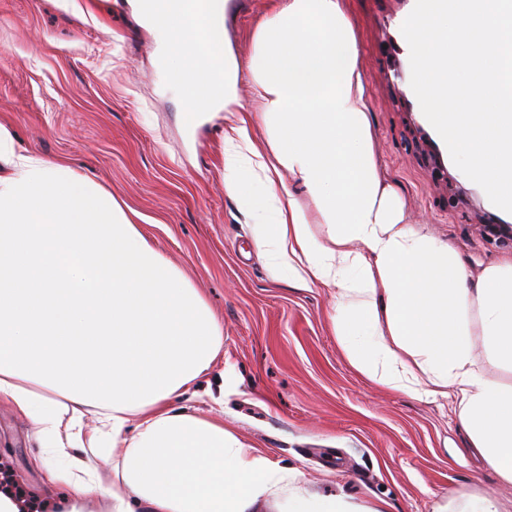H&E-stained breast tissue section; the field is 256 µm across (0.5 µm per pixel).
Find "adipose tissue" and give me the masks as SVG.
Listing matches in <instances>:
<instances>
[{
  "mask_svg": "<svg viewBox=\"0 0 512 512\" xmlns=\"http://www.w3.org/2000/svg\"><path fill=\"white\" fill-rule=\"evenodd\" d=\"M229 0H134L135 15L174 58L189 111L238 102L249 77L263 102L224 139L228 193L251 212L253 241L295 287L335 289L333 331L367 379L421 399L445 397L499 477L512 483V260L470 279L447 243L406 225L379 177L342 0H278L254 33L247 65L226 32ZM261 121L268 146L253 141ZM0 401L39 424L50 485L66 494L26 502L0 488V512H353L340 495L314 497L298 471L178 399L224 348L202 297L124 207L70 166L15 154L0 130ZM305 188L301 206L276 177ZM482 358H475L474 342ZM96 408L99 425L85 432ZM106 448L112 485L84 459Z\"/></svg>",
  "mask_w": 512,
  "mask_h": 512,
  "instance_id": "obj_1",
  "label": "adipose tissue"
}]
</instances>
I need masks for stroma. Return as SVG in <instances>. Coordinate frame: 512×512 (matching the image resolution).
Listing matches in <instances>:
<instances>
[{
	"label": "stroma",
	"instance_id": "obj_1",
	"mask_svg": "<svg viewBox=\"0 0 512 512\" xmlns=\"http://www.w3.org/2000/svg\"><path fill=\"white\" fill-rule=\"evenodd\" d=\"M277 0H231L240 63ZM358 40L380 176L404 221L448 243L471 277L512 258V215L452 162L411 85L401 22L413 0H345ZM131 0H0V126L16 150L71 165L123 202L134 223L204 298L223 356L183 400L299 471L313 496L343 493L385 512H436L448 496L512 484L470 448L453 399H417L356 371L329 315L335 291L291 287L251 239V214L224 188L230 113L192 115ZM46 438L0 401V460L26 495L45 491Z\"/></svg>",
	"mask_w": 512,
	"mask_h": 512
}]
</instances>
